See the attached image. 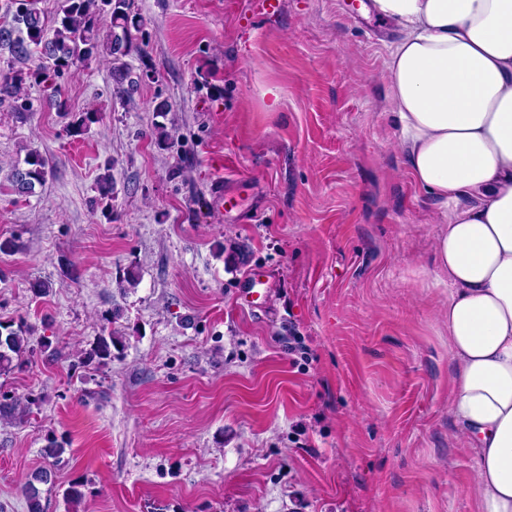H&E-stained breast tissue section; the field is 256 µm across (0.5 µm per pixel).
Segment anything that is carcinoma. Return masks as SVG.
<instances>
[{
	"mask_svg": "<svg viewBox=\"0 0 512 512\" xmlns=\"http://www.w3.org/2000/svg\"><path fill=\"white\" fill-rule=\"evenodd\" d=\"M38 0H4L3 23L0 24V46L8 49L13 60L27 65L16 69L12 65L0 67V105L14 112L30 111V88L50 86L46 104L58 112L68 111L57 79L74 74L106 52L111 57L113 81L123 95H129L141 82L153 79V71L145 70L131 77L124 58L141 51L133 32L140 31L143 20L134 9V0H63L53 21L37 7ZM109 15L110 27L101 31L100 17ZM98 122V114L86 111L66 127L74 136ZM52 166L48 158L31 151L24 158V166H17L11 174L12 187L20 197L35 193L36 186L44 185ZM116 337L100 336L94 345L81 352L84 364L112 359ZM30 349L23 330L0 323V376L10 373L14 360ZM35 400L29 397L0 395V424H12L32 412ZM44 481V475L34 476L23 492L29 512H44L38 488L34 482Z\"/></svg>",
	"mask_w": 512,
	"mask_h": 512,
	"instance_id": "cac0c4a2",
	"label": "carcinoma"
}]
</instances>
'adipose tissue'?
Here are the masks:
<instances>
[{"mask_svg":"<svg viewBox=\"0 0 512 512\" xmlns=\"http://www.w3.org/2000/svg\"><path fill=\"white\" fill-rule=\"evenodd\" d=\"M401 29L386 110L439 218L450 413L477 456V512H512V0H371Z\"/></svg>","mask_w":512,"mask_h":512,"instance_id":"obj_1","label":"adipose tissue"}]
</instances>
